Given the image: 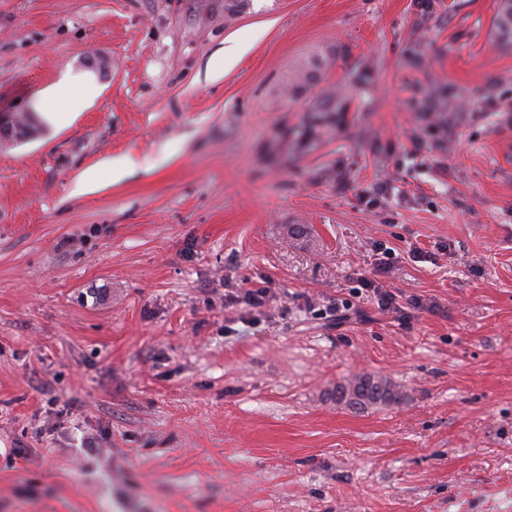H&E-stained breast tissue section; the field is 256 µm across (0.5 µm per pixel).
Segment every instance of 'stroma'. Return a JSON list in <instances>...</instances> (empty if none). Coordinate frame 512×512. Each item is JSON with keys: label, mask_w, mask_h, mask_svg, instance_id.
Here are the masks:
<instances>
[{"label": "stroma", "mask_w": 512, "mask_h": 512, "mask_svg": "<svg viewBox=\"0 0 512 512\" xmlns=\"http://www.w3.org/2000/svg\"><path fill=\"white\" fill-rule=\"evenodd\" d=\"M496 8L0 0V110L99 89L0 144V512H512ZM365 278L424 306L401 323ZM358 371L408 400L330 401ZM97 95L98 89L95 84L81 75H75L65 82L54 85L46 92L45 96L54 103V106L46 112V118L56 127L66 126L74 119L76 104L80 102L84 105L95 99ZM98 171H106L111 181L118 179L121 176V168L112 163V160H105L99 164V167L85 173L78 184L79 192H86L92 190L99 185Z\"/></svg>", "instance_id": "stroma-1"}]
</instances>
